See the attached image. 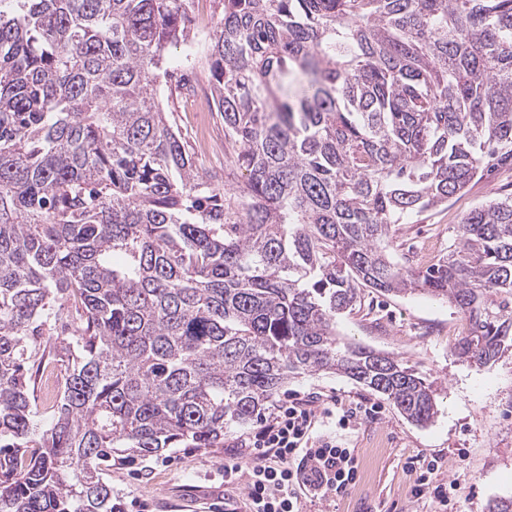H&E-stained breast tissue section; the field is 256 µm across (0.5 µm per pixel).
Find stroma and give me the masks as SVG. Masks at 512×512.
<instances>
[{
	"label": "stroma",
	"mask_w": 512,
	"mask_h": 512,
	"mask_svg": "<svg viewBox=\"0 0 512 512\" xmlns=\"http://www.w3.org/2000/svg\"><path fill=\"white\" fill-rule=\"evenodd\" d=\"M181 56L171 49L159 94L162 105L190 154L203 171L224 174L225 187L238 189L244 178L221 152L202 156L200 131L187 112L186 78L177 67ZM512 193V165L489 172L447 204L413 215L395 225L388 252L399 267L419 269L420 253L447 254L455 227L464 214L490 199ZM465 326L452 304L421 294L387 295L361 291L351 311L336 318L338 338L391 354L431 382L438 412L420 427L406 420L388 401L354 381L333 373H310L289 382L286 391L304 396L335 397L346 404L374 403L376 417L345 433L321 428L325 437L355 448L358 479L344 493L324 500H301V512H433L432 503L415 499L416 475L409 459L439 462L438 475L457 481L459 512H484L498 497H512V351L486 368L459 359L455 346ZM248 429L224 433L220 448H169L161 455L116 464L108 472L123 512H237L246 490L226 484L225 465H248L243 443Z\"/></svg>",
	"instance_id": "stroma-1"
}]
</instances>
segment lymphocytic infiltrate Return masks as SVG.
<instances>
[{
  "instance_id": "f902f5d3",
  "label": "lymphocytic infiltrate",
  "mask_w": 512,
  "mask_h": 512,
  "mask_svg": "<svg viewBox=\"0 0 512 512\" xmlns=\"http://www.w3.org/2000/svg\"><path fill=\"white\" fill-rule=\"evenodd\" d=\"M378 406L315 409L309 400L293 395L279 405L271 422L249 436L253 455L248 466L228 464L225 483L246 488V512H300L297 486L318 499L346 491L356 481L358 459L354 449L333 439L316 436L317 424L352 429L358 415L378 413ZM415 494L428 497L438 512H454L456 485L437 479L438 466L428 461L418 466Z\"/></svg>"
}]
</instances>
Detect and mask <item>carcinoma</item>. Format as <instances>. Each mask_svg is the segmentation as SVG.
Returning <instances> with one entry per match:
<instances>
[{
    "instance_id": "carcinoma-1",
    "label": "carcinoma",
    "mask_w": 512,
    "mask_h": 512,
    "mask_svg": "<svg viewBox=\"0 0 512 512\" xmlns=\"http://www.w3.org/2000/svg\"><path fill=\"white\" fill-rule=\"evenodd\" d=\"M191 2L0 0V512H117L112 461L219 448L301 374L431 423L425 378L339 346L363 288L456 306L478 367L512 349V195L425 270L387 250L512 163V0H223L208 52L234 193L157 96ZM47 325L68 367L45 427Z\"/></svg>"
}]
</instances>
